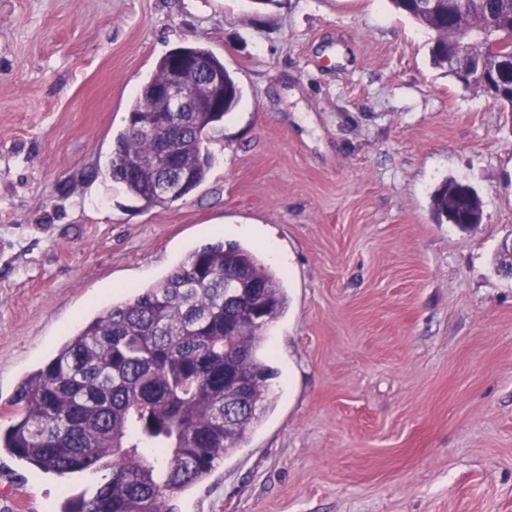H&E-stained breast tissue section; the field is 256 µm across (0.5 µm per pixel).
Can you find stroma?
Instances as JSON below:
<instances>
[{
  "instance_id": "35a3bbf8",
  "label": "stroma",
  "mask_w": 512,
  "mask_h": 512,
  "mask_svg": "<svg viewBox=\"0 0 512 512\" xmlns=\"http://www.w3.org/2000/svg\"><path fill=\"white\" fill-rule=\"evenodd\" d=\"M389 0H0V406L128 288L272 239L276 402L179 512H512V116L432 65ZM243 97L164 208L112 185V135L186 43ZM447 180L483 220L438 223ZM62 481L0 456V512Z\"/></svg>"
}]
</instances>
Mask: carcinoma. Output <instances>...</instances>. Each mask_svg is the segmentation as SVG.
<instances>
[{
  "instance_id": "cac0c4a2",
  "label": "carcinoma",
  "mask_w": 512,
  "mask_h": 512,
  "mask_svg": "<svg viewBox=\"0 0 512 512\" xmlns=\"http://www.w3.org/2000/svg\"><path fill=\"white\" fill-rule=\"evenodd\" d=\"M391 3L434 33L431 62L452 76L450 27L478 29L488 43L512 49V0ZM180 50L224 76V109L196 112L181 130L176 165L186 178L175 198L160 191L165 161L156 155L158 138L169 130L128 124L115 136L112 182L146 208L178 202L206 180L215 162L207 143L241 99L221 58L194 44ZM172 62L169 54L157 61L130 117L163 108L154 88ZM453 199L460 222L470 223L480 199L456 181L433 195L435 214L448 217ZM231 279L262 288L272 318L287 308L280 277L253 250L216 240L190 251L161 281L112 303L19 383L0 451L62 480L100 476L91 495H68L60 512H178L176 500L249 441L261 423L258 411L274 399L277 372L268 362L267 326H254L241 303L225 299ZM238 375L250 377L253 408L226 419L224 388Z\"/></svg>"
}]
</instances>
